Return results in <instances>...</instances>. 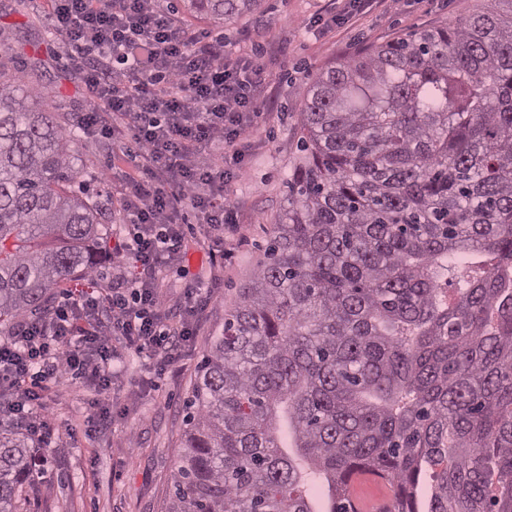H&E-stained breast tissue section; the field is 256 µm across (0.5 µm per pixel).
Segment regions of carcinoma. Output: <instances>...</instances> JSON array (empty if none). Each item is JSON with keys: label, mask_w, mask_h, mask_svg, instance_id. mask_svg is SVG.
<instances>
[{"label": "carcinoma", "mask_w": 512, "mask_h": 512, "mask_svg": "<svg viewBox=\"0 0 512 512\" xmlns=\"http://www.w3.org/2000/svg\"><path fill=\"white\" fill-rule=\"evenodd\" d=\"M256 0H183L227 23ZM72 125L0 84V325L97 269ZM303 157L265 259L188 400L169 512H512V0L359 49L307 90ZM292 451H283L281 435ZM46 457L0 426V512Z\"/></svg>", "instance_id": "carcinoma-1"}]
</instances>
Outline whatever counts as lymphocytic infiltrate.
Instances as JSON below:
<instances>
[{
  "label": "lymphocytic infiltrate",
  "instance_id": "obj_1",
  "mask_svg": "<svg viewBox=\"0 0 512 512\" xmlns=\"http://www.w3.org/2000/svg\"><path fill=\"white\" fill-rule=\"evenodd\" d=\"M48 18L87 89L78 130L110 140L136 172L117 178L133 230L112 246L129 274L95 297L64 295L45 316L20 318L0 341V425L42 444L53 434L48 386L106 391L113 337L153 359L156 374L179 359L209 295L200 284L187 288L170 322L157 276L188 248L183 207L213 237L235 228L238 206L227 185L243 171L242 141L265 116L259 54L231 51L221 34L189 32L159 0H48Z\"/></svg>",
  "mask_w": 512,
  "mask_h": 512
}]
</instances>
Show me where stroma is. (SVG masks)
Instances as JSON below:
<instances>
[{
  "label": "stroma",
  "instance_id": "35a3bbf8",
  "mask_svg": "<svg viewBox=\"0 0 512 512\" xmlns=\"http://www.w3.org/2000/svg\"><path fill=\"white\" fill-rule=\"evenodd\" d=\"M482 3L375 0L371 9L345 24L310 31L300 27V20L335 15L343 0H257L251 11L222 26L181 13L191 31L221 32L264 52L268 111L246 139L243 175L227 187L239 204L237 230L226 236L228 257L214 260L210 235L195 226L183 266L159 272L157 289L171 306L182 301L195 279L212 287L193 341L163 376H155L148 359L128 350L121 339L113 340L117 358L106 397L116 411L111 426L89 438L72 436V429L81 428L95 406L76 386L50 399L56 431L54 446L46 451L49 473L31 494L27 512H167L184 438V402L201 362L224 330L225 315L263 260L275 231L286 182L301 157V113L309 86L323 69L359 47L446 24L475 13ZM0 30L10 35L0 52V81L42 84L55 91L60 111L83 109L86 88L80 74L67 65V44L48 25L46 0H0ZM67 146L81 170L79 186L111 218L108 236L126 235L129 226L118 196L102 182L112 163L111 141L78 136Z\"/></svg>",
  "mask_w": 512,
  "mask_h": 512
}]
</instances>
